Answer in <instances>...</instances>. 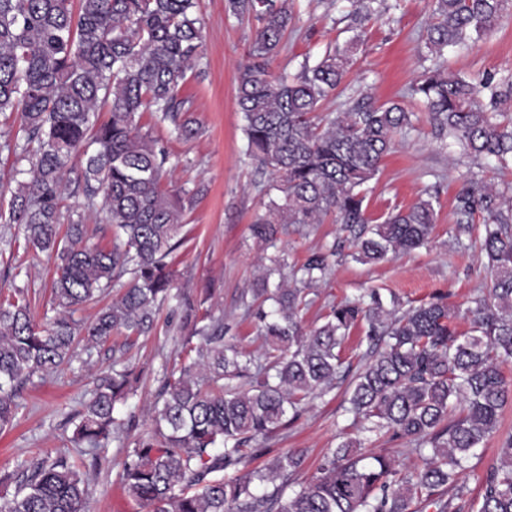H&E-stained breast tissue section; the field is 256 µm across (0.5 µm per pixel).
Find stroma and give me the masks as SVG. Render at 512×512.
I'll list each match as a JSON object with an SVG mask.
<instances>
[{
	"instance_id": "obj_1",
	"label": "stroma",
	"mask_w": 512,
	"mask_h": 512,
	"mask_svg": "<svg viewBox=\"0 0 512 512\" xmlns=\"http://www.w3.org/2000/svg\"><path fill=\"white\" fill-rule=\"evenodd\" d=\"M375 15L360 30L363 45L345 82L344 98L325 104L328 112L344 110L345 97H365L378 105L395 101L417 117L416 132L397 138L393 151L381 162L376 179L366 186L367 213L384 219L396 208L407 207L424 193L436 195V216L430 242L409 253L390 256L377 264H362L350 256L335 262L329 279L315 287L313 303L302 310L306 326L318 324L330 304L378 290L383 301L400 308L417 306L442 297L451 308H466L484 288L488 274L480 252L478 232L457 227L455 199L469 180L498 187L512 185V169L501 172L492 162L477 160L449 145L446 135L432 124L423 103L411 98L409 88L419 81L433 60L425 46L430 17L427 0H376ZM299 17L285 37L287 45L275 60L276 71L295 74L304 60H317L327 45L350 38V0H297ZM204 25V59L189 73L181 95L192 102L191 118L200 135L177 137L160 113L146 112L139 119L144 132L167 154L163 186L192 197L184 211L187 237L175 253L178 285L205 308L224 318V340L248 352L258 351L262 340L252 322L243 320L241 292L252 287L262 270L265 244L253 237L250 226L268 203L269 175L259 172L246 154L242 114L236 105L237 68L247 60L249 42L258 23L228 16L225 0H200ZM443 69L481 80L489 74L512 71V16L462 49L445 51ZM81 175L72 165L65 175V206L71 218L87 226L90 242L111 244L113 230L100 209H88L76 186ZM203 195H196V188ZM340 235L333 220L283 237L279 249L288 265L300 263L321 245ZM55 264L46 256L24 248L7 225L0 223V288L24 289L35 318L51 308ZM189 330L179 318L162 310L148 335L126 339L113 336L109 345L81 353L70 366L35 384L25 385L12 429L0 432V474L19 473L21 463L38 456L64 455L82 460L71 441L74 427L69 415L88 397L98 370L113 360L139 375L135 392L120 416L126 421L120 439L111 441L99 466L87 473L88 512H145L121 488V462L135 440L148 433L151 407L163 383V370L177 359ZM345 383L311 399L300 415L261 442L269 454L286 449L304 453L302 467L292 475L298 488L314 475L327 450L340 441L349 420L345 412ZM512 434V404L503 413L499 431L484 445L482 457L472 459L465 478L469 497H477L487 465L499 455L506 434Z\"/></svg>"
}]
</instances>
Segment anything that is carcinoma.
<instances>
[{"label":"carcinoma","mask_w":512,"mask_h":512,"mask_svg":"<svg viewBox=\"0 0 512 512\" xmlns=\"http://www.w3.org/2000/svg\"><path fill=\"white\" fill-rule=\"evenodd\" d=\"M77 2L74 11L72 0H0V150L29 164V179L8 190L0 185V197L10 193L0 222L22 226L25 246L54 258L57 268V314L46 323L35 320L20 291L0 301V430L12 425L23 385L70 363L81 343L90 350L116 332H150L167 305L191 325L184 356L166 370L152 434L135 440L122 462L125 491L148 512H512V435L488 465L477 499L464 500L461 482L512 403V382L500 369L512 359V189L472 180L455 200L461 229L482 216L490 272L466 310L468 330H457L456 312L444 302L402 310L386 307L377 293L334 304L321 324L305 328L300 312L312 303L311 287L326 280L342 254L333 244L311 252L290 281L284 259L268 257L241 295L242 315L255 322L262 352L228 348L224 316L200 312L174 290L172 256L185 241L182 198L161 188L166 153L139 125L140 112L150 110L180 136L198 133L179 92L203 58L199 0ZM373 2L355 0L354 22L371 18ZM225 10L261 23L238 71L236 98L247 153L280 196L255 216L253 236L274 247L289 232L332 217L363 264L426 244L435 196L380 222L364 205V186L395 137L415 130L412 113L362 98L337 114L321 111L353 65L361 35L304 61L287 79L272 64L293 25L294 0H227ZM509 12L512 0H432L427 48L441 57L482 38ZM412 94L465 153L512 163V122L493 121V113L512 105V73L476 85L434 68ZM75 160L85 204L102 203L114 228L110 249L85 244L79 220L60 231L64 173ZM125 276L127 288L110 305L89 321L74 318ZM361 322L368 351L350 383L352 425L367 440L384 433L407 440L420 455L430 450L425 466L403 474L386 456L358 451L362 440L348 438L290 493L289 478L303 462L296 450L238 474L265 452L259 439L350 373L341 349ZM130 377L127 369L99 372L89 398L70 416L74 440L89 449L93 468L121 431L115 409L132 393ZM23 473L14 492L0 496V512H87L81 465L42 457Z\"/></svg>","instance_id":"1"}]
</instances>
